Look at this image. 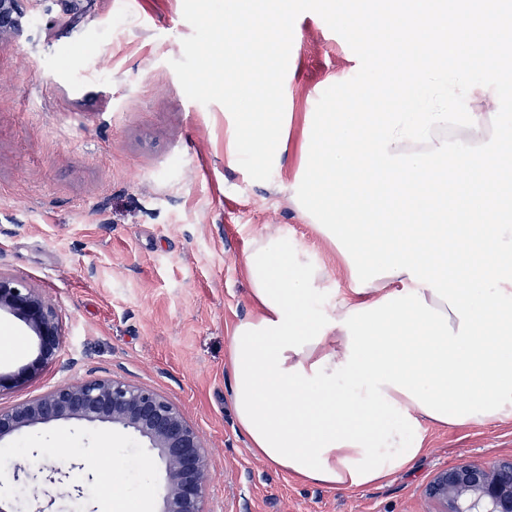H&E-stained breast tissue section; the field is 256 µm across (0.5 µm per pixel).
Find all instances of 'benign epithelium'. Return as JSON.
<instances>
[{
    "mask_svg": "<svg viewBox=\"0 0 512 512\" xmlns=\"http://www.w3.org/2000/svg\"><path fill=\"white\" fill-rule=\"evenodd\" d=\"M27 0H0V41L24 32ZM21 317L38 340V357L17 374L0 373V392L21 385L55 360L65 339L56 308L22 280L0 276V309ZM75 420L132 432L163 466L158 512H208L209 454L196 427L165 395L114 376L55 386L11 409L0 408V444L27 428ZM439 512H512V455L488 464L458 462L428 486Z\"/></svg>",
    "mask_w": 512,
    "mask_h": 512,
    "instance_id": "7a95c632",
    "label": "benign epithelium"
}]
</instances>
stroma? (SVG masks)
I'll list each match as a JSON object with an SVG mask.
<instances>
[{
    "label": "stroma",
    "mask_w": 512,
    "mask_h": 512,
    "mask_svg": "<svg viewBox=\"0 0 512 512\" xmlns=\"http://www.w3.org/2000/svg\"><path fill=\"white\" fill-rule=\"evenodd\" d=\"M191 33L183 0H31L26 32L0 43V275L50 301L67 338L60 361L0 393V408L113 375L161 392L198 429L210 458L208 512H436L426 494L435 474L512 454V421L430 429L413 467L379 487L303 483L250 451L227 357L234 326L255 313L241 256L271 235L326 269L325 305L346 288L293 186L312 113L330 111L334 77H354L360 61L318 14L298 16L286 146L270 180L255 181L238 162L230 112L188 99L170 65ZM1 336V372L36 359L35 335L6 310ZM62 443L69 455L57 466L69 477L44 483L40 498L54 512H110L82 463L118 472L131 495L151 480L136 439L113 438L106 424L23 430L13 462L36 470L35 449ZM76 484L85 488L77 505L68 500Z\"/></svg>",
    "instance_id": "stroma-1"
}]
</instances>
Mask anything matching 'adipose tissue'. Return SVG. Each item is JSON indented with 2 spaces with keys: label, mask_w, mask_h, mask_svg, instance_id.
I'll return each mask as SVG.
<instances>
[{
  "label": "adipose tissue",
  "mask_w": 512,
  "mask_h": 512,
  "mask_svg": "<svg viewBox=\"0 0 512 512\" xmlns=\"http://www.w3.org/2000/svg\"><path fill=\"white\" fill-rule=\"evenodd\" d=\"M337 22L409 40L358 111L336 84L297 187L347 286L272 237L245 250L254 316L228 345L237 423L259 460L336 489L409 470L428 427L512 420V71L482 33L507 0H373ZM461 67L448 70L447 57ZM477 101L486 112L471 111Z\"/></svg>",
  "instance_id": "ef3b65f1"
}]
</instances>
